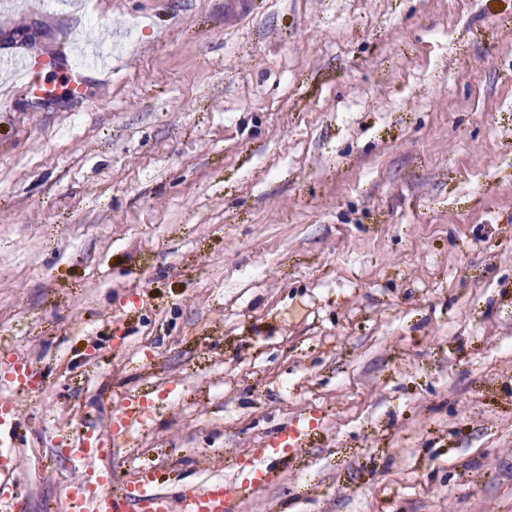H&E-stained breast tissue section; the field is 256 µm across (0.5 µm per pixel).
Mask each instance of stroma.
I'll list each match as a JSON object with an SVG mask.
<instances>
[{
    "label": "stroma",
    "mask_w": 512,
    "mask_h": 512,
    "mask_svg": "<svg viewBox=\"0 0 512 512\" xmlns=\"http://www.w3.org/2000/svg\"><path fill=\"white\" fill-rule=\"evenodd\" d=\"M70 43L111 50L84 102L0 88L7 512L92 468L512 512V0H0V54ZM131 410L119 409L112 415L109 428L104 434L90 433L85 435L84 441L80 443L79 448H75L77 455L81 458H89L101 454V449L105 445L112 446V440L120 435L125 427L132 426L135 419L132 417Z\"/></svg>",
    "instance_id": "obj_1"
}]
</instances>
